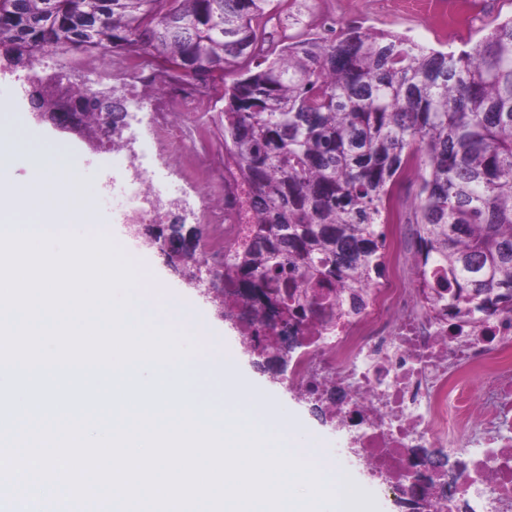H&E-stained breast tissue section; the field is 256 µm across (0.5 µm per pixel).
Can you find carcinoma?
I'll use <instances>...</instances> for the list:
<instances>
[{"label": "carcinoma", "instance_id": "cac0c4a2", "mask_svg": "<svg viewBox=\"0 0 512 512\" xmlns=\"http://www.w3.org/2000/svg\"><path fill=\"white\" fill-rule=\"evenodd\" d=\"M282 2L0 0V54L31 66L53 51L63 68L75 54L133 69L146 57L152 88L221 90L224 149L258 224L215 274L217 292L236 289L226 318L264 310L269 323L246 337L259 354H290L288 326L332 317L336 289L380 274L382 223L403 181L457 312H512V17L455 52L357 25L295 32L299 13L273 32ZM50 86L33 91L39 112L58 111ZM167 235L177 258L196 260L199 233Z\"/></svg>", "mask_w": 512, "mask_h": 512}]
</instances>
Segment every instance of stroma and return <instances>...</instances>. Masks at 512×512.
I'll list each match as a JSON object with an SVG mask.
<instances>
[{
	"instance_id": "obj_1",
	"label": "stroma",
	"mask_w": 512,
	"mask_h": 512,
	"mask_svg": "<svg viewBox=\"0 0 512 512\" xmlns=\"http://www.w3.org/2000/svg\"><path fill=\"white\" fill-rule=\"evenodd\" d=\"M301 10L304 21L316 31L326 22L340 28L356 24L371 30L401 32L435 48L457 52L469 49L498 22L512 16V0H482L473 11L461 4L453 19L427 10L424 0H306ZM54 77L65 87L94 86L114 101L146 95V106L129 112L123 135L133 140L135 150L144 151L143 165L153 182L177 196L184 209L186 226L199 230L200 241L195 263L172 262L151 244V227L145 224L133 241L132 259L150 273L159 294L181 295L202 308L215 341L238 348L245 375L281 411L297 416L308 431L319 436L324 453L338 467L350 470L363 490L373 496L377 512H395L387 483L369 474L362 462L347 452V431L335 429L333 421L316 416L308 402L298 400L287 381L281 380L276 362L244 350L239 324L224 319L217 303L201 295L192 281L193 276L205 279L210 272L219 271L223 258L215 242L223 237L224 227L214 222L211 206L201 205L205 187L191 173L195 165L202 164L212 177L224 175V138L216 126L217 94H205L202 110L178 115L168 94L146 92L142 82L123 68L115 55L94 53L88 65L72 64L64 69L51 53L45 54L33 69L10 66L0 57V91L11 92L16 108L12 116L0 122L17 131L37 129L44 141L68 148L76 159L87 163L91 177L87 195L96 201L94 220L100 225L108 221L107 207L101 200L103 185L108 178L117 179L124 174L122 153L108 143L91 149L82 136L60 132L50 122L35 117L28 92L37 80ZM174 119L180 126L179 145L156 142L159 129Z\"/></svg>"
}]
</instances>
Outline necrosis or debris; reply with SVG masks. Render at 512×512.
<instances>
[{
    "mask_svg": "<svg viewBox=\"0 0 512 512\" xmlns=\"http://www.w3.org/2000/svg\"><path fill=\"white\" fill-rule=\"evenodd\" d=\"M205 185L224 204L225 251L244 249L257 222L249 185L230 164ZM385 253L391 271L369 281L360 307L337 304L330 329L294 326L303 347L288 381L345 417L402 499L423 493L425 512H468L487 495L512 512V314L456 316L402 224L386 225ZM429 448L460 458L447 479L418 481Z\"/></svg>",
    "mask_w": 512,
    "mask_h": 512,
    "instance_id": "necrosis-or-debris-1",
    "label": "necrosis or debris"
}]
</instances>
